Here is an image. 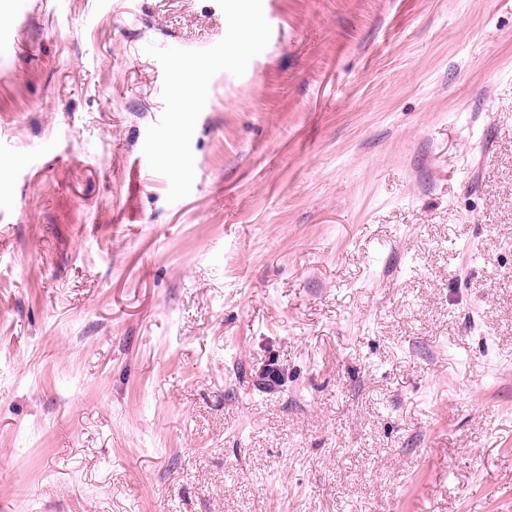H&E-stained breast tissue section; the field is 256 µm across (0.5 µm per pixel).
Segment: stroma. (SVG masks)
Segmentation results:
<instances>
[{"instance_id":"obj_1","label":"stroma","mask_w":512,"mask_h":512,"mask_svg":"<svg viewBox=\"0 0 512 512\" xmlns=\"http://www.w3.org/2000/svg\"><path fill=\"white\" fill-rule=\"evenodd\" d=\"M236 2L0 0V512H512V0Z\"/></svg>"}]
</instances>
